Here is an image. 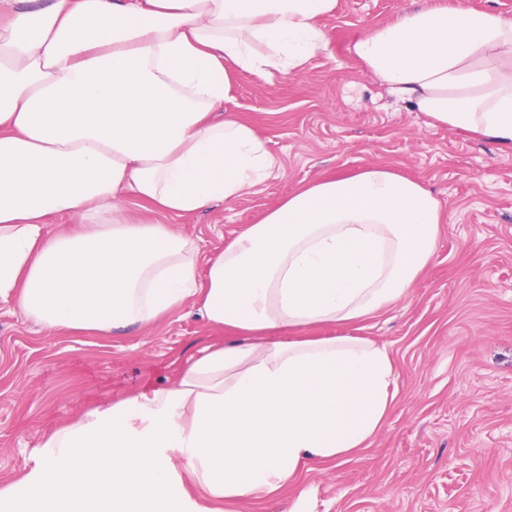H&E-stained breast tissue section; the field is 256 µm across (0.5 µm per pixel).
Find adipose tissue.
<instances>
[{"instance_id":"adipose-tissue-1","label":"adipose tissue","mask_w":512,"mask_h":512,"mask_svg":"<svg viewBox=\"0 0 512 512\" xmlns=\"http://www.w3.org/2000/svg\"><path fill=\"white\" fill-rule=\"evenodd\" d=\"M16 3L0 0V300L96 333L189 305L242 340L52 432L0 485V512L259 503L369 447L395 399L387 347L287 333L406 297L435 253L437 197L371 164L304 185L206 257L119 204L181 217L269 179L274 157L226 107L229 71L301 69L325 48L336 0ZM351 52L435 124L512 148V17L423 0ZM54 217L83 226L54 233Z\"/></svg>"}]
</instances>
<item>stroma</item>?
<instances>
[{"mask_svg": "<svg viewBox=\"0 0 512 512\" xmlns=\"http://www.w3.org/2000/svg\"><path fill=\"white\" fill-rule=\"evenodd\" d=\"M407 0H337L328 45L302 72L230 74L229 111L259 131L278 167L230 204L175 219L213 255L301 184L383 164L444 202L432 262L409 295L375 316L314 330L386 346L397 396L370 448L306 471L263 505L236 512H512V149L432 125L349 52ZM186 306L149 329L49 332L0 300V481L43 438L144 387L173 383L187 360L230 342Z\"/></svg>", "mask_w": 512, "mask_h": 512, "instance_id": "1", "label": "stroma"}]
</instances>
